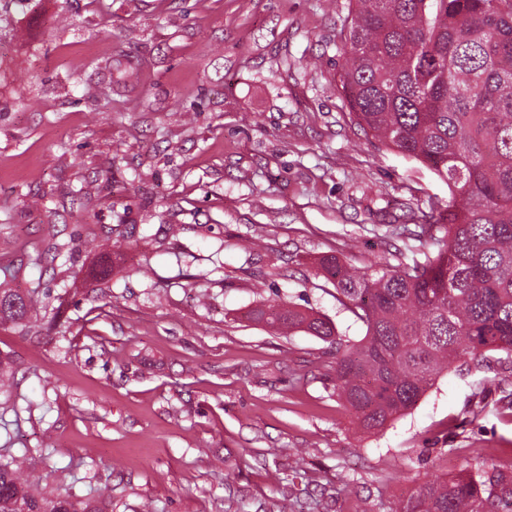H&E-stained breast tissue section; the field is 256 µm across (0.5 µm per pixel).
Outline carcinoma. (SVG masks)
I'll list each match as a JSON object with an SVG mask.
<instances>
[{"mask_svg":"<svg viewBox=\"0 0 512 512\" xmlns=\"http://www.w3.org/2000/svg\"><path fill=\"white\" fill-rule=\"evenodd\" d=\"M336 76L363 134L428 167L445 208L412 212L411 261L324 275L366 326L348 346L327 318L273 303L253 318L336 345V395L367 434L402 415L454 362L512 357V0H348ZM125 81L133 67L107 59ZM40 301L0 288V324ZM0 512H98L48 495L0 461ZM402 512H512V474L492 469L419 486Z\"/></svg>","mask_w":512,"mask_h":512,"instance_id":"1","label":"carcinoma"}]
</instances>
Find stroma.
Returning a JSON list of instances; mask_svg holds the SVG:
<instances>
[{
  "instance_id": "obj_1",
  "label": "stroma",
  "mask_w": 512,
  "mask_h": 512,
  "mask_svg": "<svg viewBox=\"0 0 512 512\" xmlns=\"http://www.w3.org/2000/svg\"><path fill=\"white\" fill-rule=\"evenodd\" d=\"M347 0H0V448L100 512H402L427 481L512 469V364H452L357 431L333 350L269 300L366 334L318 261H408V209L448 204L367 138L336 83ZM118 59L136 81L111 83ZM40 307V301L33 296L23 297L11 288H0V324L7 321L18 324L32 316Z\"/></svg>"
}]
</instances>
